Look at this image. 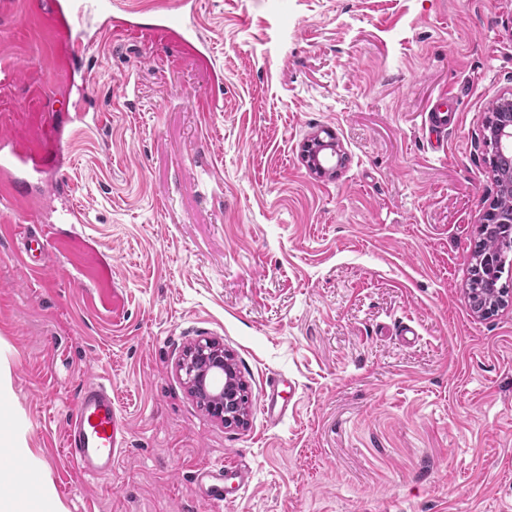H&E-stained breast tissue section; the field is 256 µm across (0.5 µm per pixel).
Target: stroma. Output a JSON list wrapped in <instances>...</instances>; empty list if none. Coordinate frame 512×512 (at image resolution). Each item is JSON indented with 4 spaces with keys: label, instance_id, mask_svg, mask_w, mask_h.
<instances>
[{
    "label": "stroma",
    "instance_id": "1",
    "mask_svg": "<svg viewBox=\"0 0 512 512\" xmlns=\"http://www.w3.org/2000/svg\"><path fill=\"white\" fill-rule=\"evenodd\" d=\"M123 2L191 16L210 57L106 34L87 82L68 17L0 0V135L52 160L56 116L71 163L45 178L84 216L56 224L37 182L0 203V437L15 489H46L29 512H512V302L468 300L512 0ZM79 97L103 129L74 134ZM319 135L340 158L322 175L301 155ZM50 223L69 254L28 264L24 236ZM207 338L246 385L245 426L179 369ZM275 375L296 387L272 424ZM95 377L130 426L106 478L63 447ZM226 459L251 481L215 504L195 472Z\"/></svg>",
    "mask_w": 512,
    "mask_h": 512
}]
</instances>
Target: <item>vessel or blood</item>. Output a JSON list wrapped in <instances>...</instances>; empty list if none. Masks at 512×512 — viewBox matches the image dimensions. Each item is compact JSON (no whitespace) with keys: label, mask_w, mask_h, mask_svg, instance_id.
I'll list each match as a JSON object with an SVG mask.
<instances>
[{"label":"vessel or blood","mask_w":512,"mask_h":512,"mask_svg":"<svg viewBox=\"0 0 512 512\" xmlns=\"http://www.w3.org/2000/svg\"><path fill=\"white\" fill-rule=\"evenodd\" d=\"M57 12L68 14L73 28L80 35L72 45V59H82L89 47V38L84 31L85 18L97 14L102 18L103 29H129L131 21L116 16L112 0H57ZM146 32L155 34H174L177 41L193 44L201 36L194 27H176L168 14L153 16ZM44 165L29 153L20 151L8 138L0 139V170L10 174V187H17L15 173L21 169L42 172ZM56 241L53 231H41L28 234L24 242V252L32 258L41 256L54 247ZM129 446V429L126 417L112 396V390L102 382L86 383L74 399L72 410L65 426V449L68 458L79 470L90 477L110 476L112 467ZM228 468L225 464H206L196 471L195 480L202 489L205 498L213 503L224 500V475Z\"/></svg>","instance_id":"1"}]
</instances>
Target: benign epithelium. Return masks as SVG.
Masks as SVG:
<instances>
[{
    "instance_id": "obj_1",
    "label": "benign epithelium",
    "mask_w": 512,
    "mask_h": 512,
    "mask_svg": "<svg viewBox=\"0 0 512 512\" xmlns=\"http://www.w3.org/2000/svg\"><path fill=\"white\" fill-rule=\"evenodd\" d=\"M324 144L325 141L317 137L308 141L303 149L308 166L321 174L328 170L326 164L330 162L321 149ZM183 369L192 392L213 416L223 420L227 426L245 422L239 405L240 393L245 391V385L238 378L231 360L224 357L223 345L207 341L195 346L186 355Z\"/></svg>"
}]
</instances>
